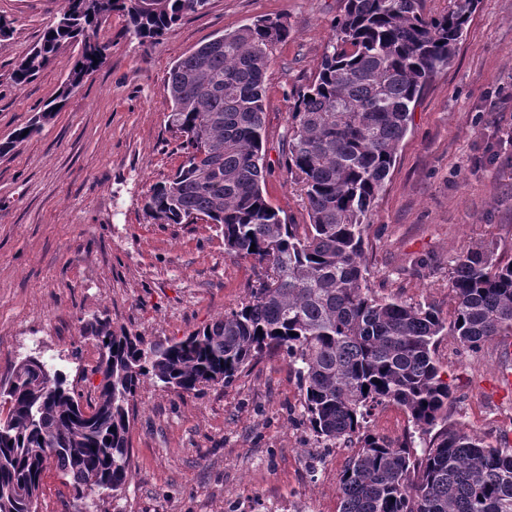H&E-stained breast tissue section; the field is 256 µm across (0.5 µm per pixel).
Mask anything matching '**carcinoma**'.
I'll return each mask as SVG.
<instances>
[{
	"label": "carcinoma",
	"instance_id": "carcinoma-1",
	"mask_svg": "<svg viewBox=\"0 0 512 512\" xmlns=\"http://www.w3.org/2000/svg\"><path fill=\"white\" fill-rule=\"evenodd\" d=\"M68 2L12 76L18 85L30 82L75 43L81 67L58 99L0 144V154L36 133L104 63L108 45L98 31L112 13H123L144 44L209 0ZM476 6L448 0L446 13L427 16L423 0H346L288 125L285 168L304 192L307 224L289 223L262 192L265 75L287 25L260 19L171 66L167 125L183 160L149 188L145 214L154 224L220 225L225 249L258 262L265 278L246 302L178 342L147 346L97 320L104 354L94 369L102 380L86 401L90 414L62 371H45L35 356L17 363L0 384V512H38L51 462L77 499L121 492L141 381L182 392L228 385L252 361L279 352L296 369L315 435L352 448L340 476V512H512V448L445 424L450 387L434 359L442 336L476 353L493 337L512 335V261L483 247L459 256L448 321L431 305L372 296L363 259V225L406 135L410 106L448 66ZM389 402L428 436L425 447L368 428L371 411Z\"/></svg>",
	"mask_w": 512,
	"mask_h": 512
}]
</instances>
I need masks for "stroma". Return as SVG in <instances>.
<instances>
[{
  "label": "stroma",
  "mask_w": 512,
  "mask_h": 512,
  "mask_svg": "<svg viewBox=\"0 0 512 512\" xmlns=\"http://www.w3.org/2000/svg\"><path fill=\"white\" fill-rule=\"evenodd\" d=\"M68 0H0L13 34L0 48V142L54 98L79 57L62 47L30 83L16 60ZM344 0H209L149 44L113 13L99 31L106 62L41 130L0 155V382L35 356L95 393L101 358L91 330L109 318L145 343L171 342L246 301L263 271L224 248L214 224H155L149 187L182 161L166 128L164 82L173 62L252 21L287 23L266 72L263 191L291 223L308 221L283 168V135L299 90L317 74ZM512 0H479L447 68L416 102L408 131L364 232L368 285L378 298L430 304L450 317L456 258L484 246L512 259ZM452 395L448 421L512 448V336L476 353L442 337L435 352ZM287 358L250 364L229 386L178 393L145 380L129 431V476L118 495L83 500L48 468L38 512H338V479L351 451L320 440L303 415Z\"/></svg>",
  "instance_id": "stroma-1"
}]
</instances>
